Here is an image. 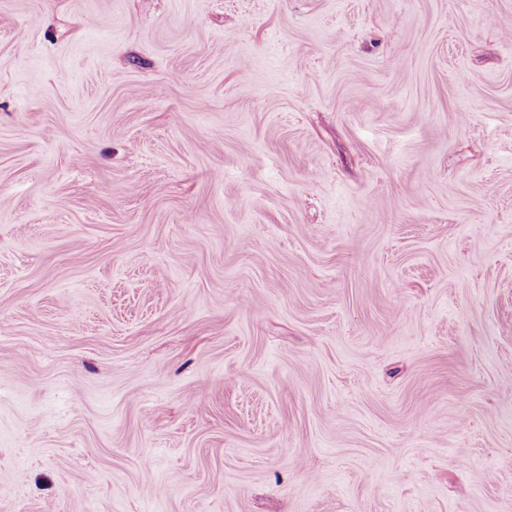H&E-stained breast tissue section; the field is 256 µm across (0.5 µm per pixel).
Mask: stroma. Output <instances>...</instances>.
<instances>
[{
	"label": "stroma",
	"mask_w": 512,
	"mask_h": 512,
	"mask_svg": "<svg viewBox=\"0 0 512 512\" xmlns=\"http://www.w3.org/2000/svg\"><path fill=\"white\" fill-rule=\"evenodd\" d=\"M0 512H512V0H0Z\"/></svg>",
	"instance_id": "1"
}]
</instances>
